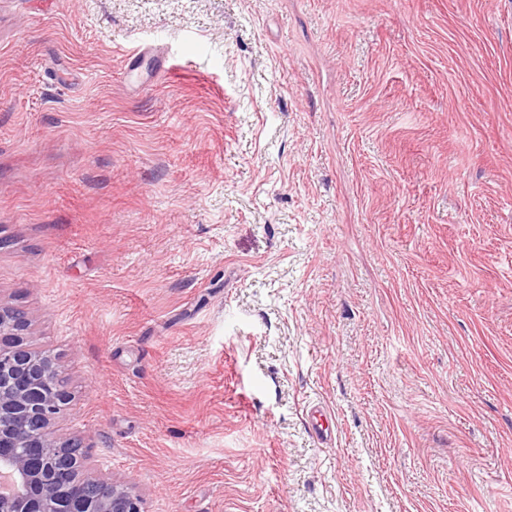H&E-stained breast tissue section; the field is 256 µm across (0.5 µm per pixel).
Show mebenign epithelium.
<instances>
[{"instance_id": "obj_1", "label": "benign epithelium", "mask_w": 512, "mask_h": 512, "mask_svg": "<svg viewBox=\"0 0 512 512\" xmlns=\"http://www.w3.org/2000/svg\"><path fill=\"white\" fill-rule=\"evenodd\" d=\"M26 314L0 303V512H147L97 473L83 441L56 434L72 401L57 357L27 344Z\"/></svg>"}]
</instances>
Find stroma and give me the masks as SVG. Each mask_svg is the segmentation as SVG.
I'll list each match as a JSON object with an SVG mask.
<instances>
[{
	"label": "stroma",
	"mask_w": 512,
	"mask_h": 512,
	"mask_svg": "<svg viewBox=\"0 0 512 512\" xmlns=\"http://www.w3.org/2000/svg\"><path fill=\"white\" fill-rule=\"evenodd\" d=\"M0 302L148 512H512V0H0Z\"/></svg>",
	"instance_id": "stroma-1"
}]
</instances>
